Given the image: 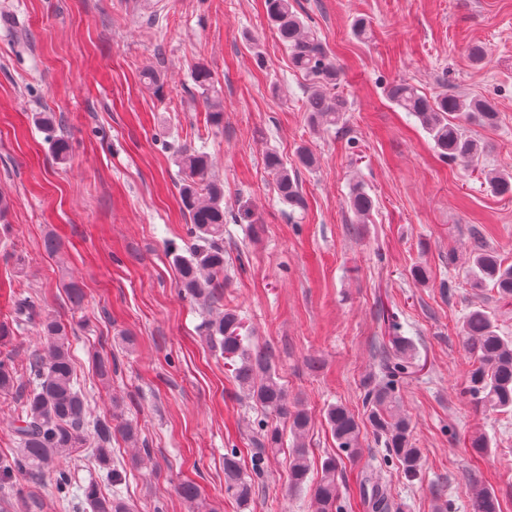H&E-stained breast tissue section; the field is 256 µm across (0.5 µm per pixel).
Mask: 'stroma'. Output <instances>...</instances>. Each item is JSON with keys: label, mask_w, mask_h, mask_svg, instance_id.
Here are the masks:
<instances>
[{"label": "stroma", "mask_w": 512, "mask_h": 512, "mask_svg": "<svg viewBox=\"0 0 512 512\" xmlns=\"http://www.w3.org/2000/svg\"><path fill=\"white\" fill-rule=\"evenodd\" d=\"M343 69L350 104L343 124L315 126L309 85L294 71L266 13L265 0H0V322L13 301L36 297L45 315L71 324L75 369L87 418L131 424L133 448L112 442L135 512H312L309 492L288 493V453L270 456L248 507L224 491V451L255 449L250 408L224 357L200 333L201 302L184 298L165 250L186 249L189 216L179 197L178 152L211 159L224 189V255L230 282L224 306L237 309L252 343L271 349L289 405L311 416L310 480L337 452L329 405L363 415L362 384L376 373L392 332L419 355L400 401L411 419L421 472L408 480L386 466L383 441L363 427L361 454L343 460L346 512H368L358 492L372 467L390 512H472V492H494L512 512V414L477 407L465 392L473 359L459 334L463 316L494 312L512 336V304L475 288L464 258L474 238L512 264V196L492 194L478 173L442 160L419 122L387 100L406 79L429 95L494 100L499 122L474 128L482 169L512 164V0H296ZM364 19L370 34L351 26ZM485 51L471 57L473 46ZM212 74L209 96L224 108L211 125L198 66ZM154 71L158 84L145 79ZM64 138L66 162L52 144ZM317 158L299 169L305 206L279 199L265 166L277 152L293 166L300 146ZM362 185L375 202L353 234L347 199ZM250 208V221L239 220ZM60 240L56 253L47 237ZM428 269L426 283L412 270ZM83 289L71 304L69 282ZM395 314L398 330L384 317ZM114 356L109 381L95 354ZM492 440L483 455L471 432ZM95 432L68 462L73 495L61 501L53 470L0 475V512H93L83 489L110 482L94 450ZM194 482L201 508L177 493Z\"/></svg>", "instance_id": "stroma-1"}]
</instances>
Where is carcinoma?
<instances>
[{
  "label": "carcinoma",
  "instance_id": "obj_1",
  "mask_svg": "<svg viewBox=\"0 0 512 512\" xmlns=\"http://www.w3.org/2000/svg\"><path fill=\"white\" fill-rule=\"evenodd\" d=\"M267 10L279 42L288 51L293 69L314 84L306 100L311 123L338 124L343 113L349 111L348 102L340 93L331 94L326 89L340 83V68L316 33L300 18L293 0H267ZM386 97L419 121L432 138L439 157L464 168L480 165L481 149L466 125L496 126L499 115L494 103L483 97L463 100L447 93L428 96L405 80L389 84ZM265 164L274 176V189L279 198L293 208H302L304 200L298 178L289 172L282 158L270 152ZM180 166L183 177L179 194L189 215L187 231L192 245L189 255H173V265L179 274L178 285L186 296L219 304L226 286L224 191L212 180L204 154L185 149L180 154ZM486 181L491 192L499 196L512 195V167L487 173ZM348 208L355 223L366 224L375 203L364 187L358 185L350 193ZM467 267L474 286L490 282L499 299L512 301V264H504L482 240H474ZM34 323L41 328L45 348L44 352L35 354L29 364L28 390L12 429L16 448L12 457L0 459V472L6 476L14 473L34 476L45 467L52 468L57 494H68L69 473L57 465L84 446L91 425L98 438L96 455L103 467L109 469L112 486L120 485L122 474L109 465L112 434L117 432L132 442L136 440L135 431L130 426L115 430L104 418L93 422L87 420L86 397L74 372L68 326L44 315L35 297L23 296L15 305L14 326L0 324V343ZM244 329L243 318L233 309L212 312L202 324L208 343L220 349L224 359L229 361L232 377L244 399L265 415L288 423L293 435L288 485L292 489L299 488L305 483L311 466L305 443L308 413L288 406L271 351L246 344V337L241 335ZM460 334L474 357L466 394L485 410L512 412V338L500 335L492 316L481 308L473 309L463 317ZM415 364L416 355L410 341L403 336H391L387 348L381 352L379 372L364 386L367 420L374 435L384 442L389 452L384 463L395 459L409 478L419 472L420 452L413 446L410 417L402 409L398 395ZM17 382L13 363L0 359V392L13 390ZM326 419L337 447L351 457L357 456L362 433L358 418L345 406L333 404L326 410ZM281 447L279 427L264 421L259 423L258 448L252 455L250 471L241 467L236 449H225V491L240 505H248L265 475L268 454ZM336 471V459H326L321 479L312 490L315 512H343V496ZM359 491L372 512H388L384 489L370 473L362 475ZM85 496L92 502L94 512H134L117 491L110 498L101 497L97 486L91 484L85 489ZM473 512H501L500 501L494 493L480 490L474 496Z\"/></svg>",
  "mask_w": 512,
  "mask_h": 512
}]
</instances>
